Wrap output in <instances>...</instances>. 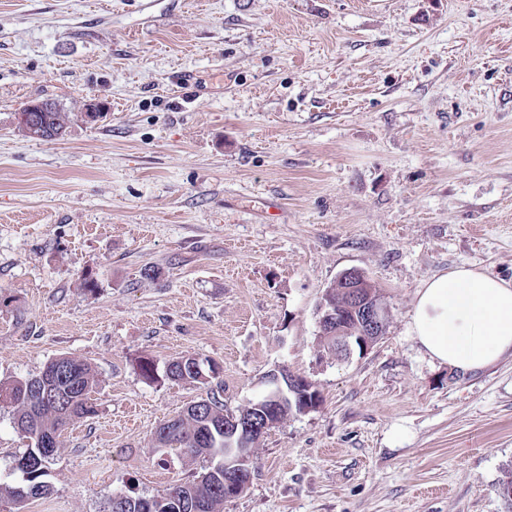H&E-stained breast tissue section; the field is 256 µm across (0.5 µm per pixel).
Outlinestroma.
Here are the masks:
<instances>
[{
  "mask_svg": "<svg viewBox=\"0 0 512 512\" xmlns=\"http://www.w3.org/2000/svg\"><path fill=\"white\" fill-rule=\"evenodd\" d=\"M33 100L59 138L18 130ZM461 265L512 280V0H0V381L67 354L97 404L49 493L0 512L193 481L206 459L156 427L244 407L282 366L322 400L261 438L224 512H507L512 357L463 374L411 332ZM352 269L389 323L339 359L318 305ZM188 355L219 376L168 379ZM27 445L0 410L1 482ZM43 112L39 128L26 132L22 131L25 136L33 139L49 140L59 136L64 128V118L62 112H57L54 106L45 101H31L22 106L16 117L17 128L23 130L32 129L36 121V114ZM61 119V122H59ZM52 130L47 134V130Z\"/></svg>",
  "mask_w": 512,
  "mask_h": 512,
  "instance_id": "35a3bbf8",
  "label": "stroma"
}]
</instances>
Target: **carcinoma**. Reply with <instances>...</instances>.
I'll use <instances>...</instances> for the list:
<instances>
[{"label": "carcinoma", "instance_id": "carcinoma-1", "mask_svg": "<svg viewBox=\"0 0 512 512\" xmlns=\"http://www.w3.org/2000/svg\"><path fill=\"white\" fill-rule=\"evenodd\" d=\"M60 112H45L39 128L25 133L33 139L47 140L57 137L64 128ZM54 376L51 382L53 397L39 399L31 393V387L43 376ZM95 378L92 367L82 359L65 354L52 359L39 374L19 378L8 384L0 383V409L12 412L17 429L30 440L26 451L16 459V469L22 474V482L16 486L0 483V498L6 497L21 504L30 497L49 493L44 481L46 467L62 445V434L70 423L96 413L93 398ZM224 422V404L208 399L205 411L198 414L188 407L181 415L162 423L166 434L160 436L161 447L175 446L193 457L207 456L221 446L206 448L198 445L203 431L214 423ZM501 498L512 512V467L503 470L498 483ZM155 512H170L174 504H185L178 512H223L224 471L204 472L196 480L173 485L156 494Z\"/></svg>", "mask_w": 512, "mask_h": 512}]
</instances>
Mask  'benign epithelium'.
<instances>
[{
    "label": "benign epithelium",
    "mask_w": 512,
    "mask_h": 512,
    "mask_svg": "<svg viewBox=\"0 0 512 512\" xmlns=\"http://www.w3.org/2000/svg\"><path fill=\"white\" fill-rule=\"evenodd\" d=\"M45 101H31L22 106L16 117L17 127L29 130L36 114L53 112ZM366 275L357 269L343 273L335 282L339 300L331 302L323 294L318 306L321 335L336 343V353L349 356L354 350L363 353L377 343L386 331L389 311L383 298L362 290ZM268 393L252 406L238 412H224V490L233 494L245 489L251 479L253 453L251 441L268 428L281 422L283 414H303L315 409L321 395L315 384L286 369L267 373Z\"/></svg>",
    "instance_id": "1"
}]
</instances>
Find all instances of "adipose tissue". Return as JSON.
Listing matches in <instances>:
<instances>
[{
    "mask_svg": "<svg viewBox=\"0 0 512 512\" xmlns=\"http://www.w3.org/2000/svg\"><path fill=\"white\" fill-rule=\"evenodd\" d=\"M411 327L431 358L483 370L512 356V281L465 266L434 276L417 294Z\"/></svg>",
    "mask_w": 512,
    "mask_h": 512,
    "instance_id": "1",
    "label": "adipose tissue"
}]
</instances>
